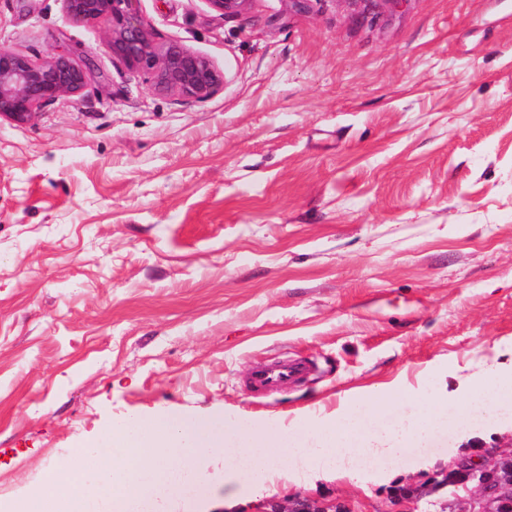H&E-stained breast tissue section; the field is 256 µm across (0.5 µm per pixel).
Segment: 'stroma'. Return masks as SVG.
I'll use <instances>...</instances> for the list:
<instances>
[{"mask_svg": "<svg viewBox=\"0 0 512 512\" xmlns=\"http://www.w3.org/2000/svg\"><path fill=\"white\" fill-rule=\"evenodd\" d=\"M211 60L198 101L113 65L63 0H0V45L90 64L78 102L0 118V501L130 416L313 427L372 397L425 414L512 366V0H136ZM285 393L242 385L280 354ZM348 477L262 491L218 466L190 512H470L449 461L512 453L498 415Z\"/></svg>", "mask_w": 512, "mask_h": 512, "instance_id": "stroma-1", "label": "stroma"}]
</instances>
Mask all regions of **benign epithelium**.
Here are the masks:
<instances>
[{
  "label": "benign epithelium",
  "mask_w": 512,
  "mask_h": 512,
  "mask_svg": "<svg viewBox=\"0 0 512 512\" xmlns=\"http://www.w3.org/2000/svg\"><path fill=\"white\" fill-rule=\"evenodd\" d=\"M134 0H64L75 21L101 23L108 29L112 61L143 75L155 90L205 100L222 77L209 59L179 46L161 47L149 23L133 9ZM224 16L236 15L249 0H208ZM87 84V72L64 54L50 51L40 61L0 46V117L23 122L59 100L75 101ZM462 479L474 484L482 506L476 512H504L512 506V459L461 460L441 484Z\"/></svg>",
  "instance_id": "benign-epithelium-1"
}]
</instances>
